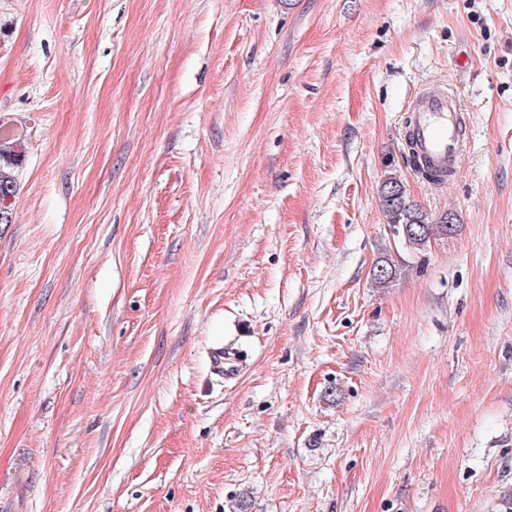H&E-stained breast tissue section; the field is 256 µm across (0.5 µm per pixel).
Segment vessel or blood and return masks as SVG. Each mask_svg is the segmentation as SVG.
Segmentation results:
<instances>
[{
    "label": "vessel or blood",
    "mask_w": 512,
    "mask_h": 512,
    "mask_svg": "<svg viewBox=\"0 0 512 512\" xmlns=\"http://www.w3.org/2000/svg\"><path fill=\"white\" fill-rule=\"evenodd\" d=\"M457 107L445 93H425L414 109V138L421 157L439 169L457 168L462 143Z\"/></svg>",
    "instance_id": "vessel-or-blood-1"
}]
</instances>
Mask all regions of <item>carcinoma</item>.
<instances>
[{
  "mask_svg": "<svg viewBox=\"0 0 512 512\" xmlns=\"http://www.w3.org/2000/svg\"><path fill=\"white\" fill-rule=\"evenodd\" d=\"M24 156V138L12 129L6 128L4 121H0V224H9L12 221L13 200L17 194V183L11 168ZM407 163L424 180L433 183L444 182L447 177L441 175L427 161L420 159L416 151H410ZM382 210L387 223L400 227L405 226L410 232L401 236L409 247L422 251L432 242L442 240L447 234H455L458 225L455 224V215L444 212L432 214L418 204L411 202L407 196L405 186L399 176L385 171L379 189ZM400 274L399 266L393 258L386 254L380 257L373 265L371 281L379 288H386Z\"/></svg>",
  "mask_w": 512,
  "mask_h": 512,
  "instance_id": "carcinoma-1",
  "label": "carcinoma"
}]
</instances>
